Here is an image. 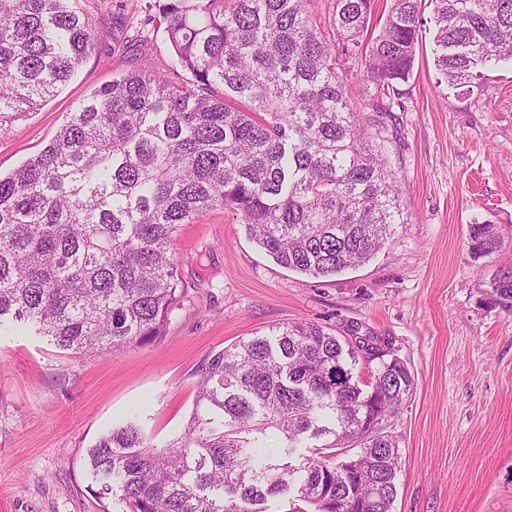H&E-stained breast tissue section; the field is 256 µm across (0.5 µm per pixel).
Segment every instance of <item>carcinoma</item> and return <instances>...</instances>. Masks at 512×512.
I'll list each match as a JSON object with an SVG mask.
<instances>
[{"label":"carcinoma","instance_id":"obj_1","mask_svg":"<svg viewBox=\"0 0 512 512\" xmlns=\"http://www.w3.org/2000/svg\"><path fill=\"white\" fill-rule=\"evenodd\" d=\"M67 0H0V133L54 97L95 50L100 18ZM311 0H164L143 5L176 56L128 72L82 100L51 142L0 176V327H32L60 349L108 357L163 335L185 288L172 244L214 208L240 216L278 265L314 278L370 260L405 223L384 155L388 108L364 119L348 94L336 38L365 47V81L385 91L413 71L422 0H394L363 44L373 0H333L327 26ZM434 62L472 86L512 61V0H431ZM471 248L496 251L492 224ZM488 304L512 312V269L490 278ZM355 344L315 324L278 328L202 366L195 408L158 451L133 423L88 449L102 492L126 512H267L293 495L314 512H393L400 453L370 423L412 395L398 358L357 378ZM282 445L256 464L267 430ZM353 444L346 461L293 459ZM372 473L377 490L363 485Z\"/></svg>","mask_w":512,"mask_h":512}]
</instances>
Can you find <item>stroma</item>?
<instances>
[{"mask_svg": "<svg viewBox=\"0 0 512 512\" xmlns=\"http://www.w3.org/2000/svg\"><path fill=\"white\" fill-rule=\"evenodd\" d=\"M125 2L130 45L104 28L57 95L0 134L1 173L43 150L93 90L171 64L166 33L141 27L140 0ZM386 101L385 154L408 221L369 262L327 278L285 269L216 208L173 241L187 294L155 342L98 358L31 331L0 333V512H123L118 497H99L88 448L130 421L152 445L169 444L209 357L291 323L362 338L412 373L393 426V512H512V312L483 295L512 266V64L474 91L441 84L426 29L411 78ZM478 224L501 232L495 253L472 252Z\"/></svg>", "mask_w": 512, "mask_h": 512, "instance_id": "stroma-1", "label": "stroma"}]
</instances>
